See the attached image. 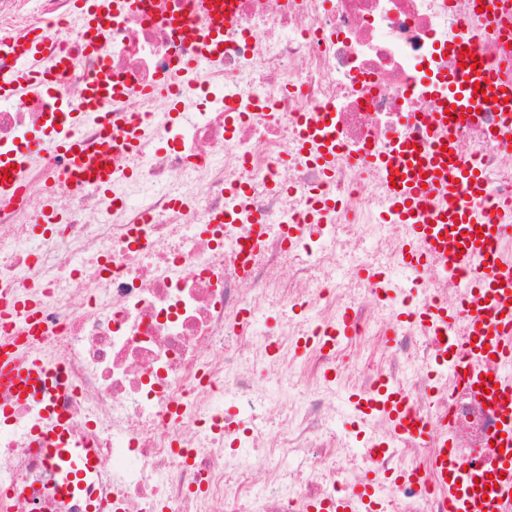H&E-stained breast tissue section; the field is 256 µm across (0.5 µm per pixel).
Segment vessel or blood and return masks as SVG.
<instances>
[{"label":"vessel or blood","instance_id":"1","mask_svg":"<svg viewBox=\"0 0 512 512\" xmlns=\"http://www.w3.org/2000/svg\"><path fill=\"white\" fill-rule=\"evenodd\" d=\"M35 65V55L16 57L14 79L0 84V99L22 88ZM477 83L482 86L478 92L473 89ZM446 102L460 113L489 107L503 112L502 134L512 136V75L497 72L493 64L483 61L478 67L462 69L448 87ZM306 142L325 166L333 165L335 143L325 142L313 130ZM142 144L140 129L132 126L122 136L91 147L80 142L70 125L61 127L54 139H28L25 153L37 156L51 149L69 151L76 178L104 186L111 179V154ZM407 151V145H397L385 160L396 181L389 191V202L402 223L409 226L410 262L426 259L434 271L456 268L464 273L463 310L434 307L427 315V325L439 333L460 321L467 324L468 355L463 366L469 380L477 385L482 376L494 377L495 387L485 401L498 414L493 438L496 450L482 467L463 468L448 458L447 427L427 435L412 426L408 407L398 393L382 391L369 398L354 394L350 400L360 415L385 414L391 421L392 437L406 435L429 448L424 467L410 470L409 475L447 496L454 512H512V260H502L496 250L498 242L512 234V216L492 225L476 208L458 200L456 187H467L471 197L477 198L485 185L479 170L461 166L453 151L436 149L414 157ZM0 383L10 386L25 401L39 403L45 398L44 371L36 358H1ZM46 454L62 476L63 495H78L92 485L89 454L74 448H50ZM492 478L497 481L493 488L488 485ZM376 504V493L366 484L361 490L317 505L315 512H377Z\"/></svg>","mask_w":512,"mask_h":512}]
</instances>
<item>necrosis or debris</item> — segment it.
I'll return each mask as SVG.
<instances>
[{"mask_svg": "<svg viewBox=\"0 0 512 512\" xmlns=\"http://www.w3.org/2000/svg\"><path fill=\"white\" fill-rule=\"evenodd\" d=\"M478 0H234L210 43L204 0H137L97 40L76 0H0V76L29 41L39 75L0 101V153H22L29 129L53 137L70 114L84 140L139 126L147 151L112 156V180L75 186L69 155L28 161L0 195V345L36 354L44 403L0 387V512H312L366 471L418 465L402 439L382 453L351 448L327 423L338 375L361 393H401L420 429L447 423L455 460L477 462L496 425L454 374L462 345L421 318L462 277L404 260L407 229L387 206L377 157L454 134L476 164L489 221L512 211V152L481 112L438 127L441 84L459 71L458 43L512 69V0L499 22ZM194 59V90L173 98ZM104 90L84 111L89 79ZM190 113L181 123L174 109ZM336 142L324 170L299 149L303 125ZM333 205L316 224V197ZM238 223H216L224 211ZM268 228L252 237L254 220ZM379 267L383 284L361 276ZM286 310L269 326L271 308ZM396 319L388 368L345 364L347 345ZM349 329L346 342L327 338ZM306 365L314 387L289 375ZM63 422L69 448L98 475L63 504L41 424ZM132 456L134 470L115 467ZM288 464L280 475L279 464ZM379 512H452L432 488L378 486Z\"/></svg>", "mask_w": 512, "mask_h": 512, "instance_id": "4bbe7bcc", "label": "necrosis or debris"}]
</instances>
